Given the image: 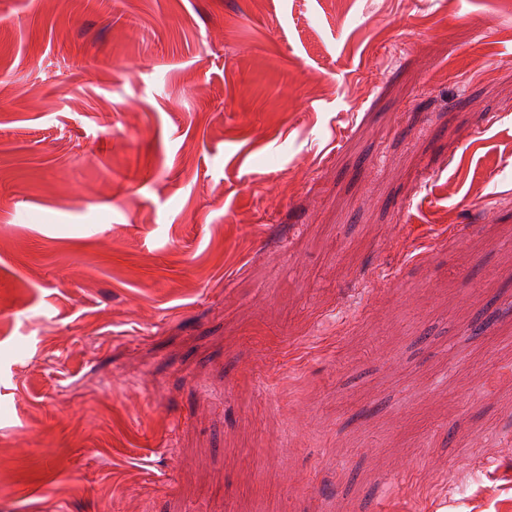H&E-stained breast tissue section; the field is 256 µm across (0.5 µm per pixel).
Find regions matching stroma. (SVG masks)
<instances>
[{
    "label": "stroma",
    "mask_w": 512,
    "mask_h": 512,
    "mask_svg": "<svg viewBox=\"0 0 512 512\" xmlns=\"http://www.w3.org/2000/svg\"><path fill=\"white\" fill-rule=\"evenodd\" d=\"M490 451L512 7L0 0V512H494Z\"/></svg>",
    "instance_id": "stroma-1"
}]
</instances>
